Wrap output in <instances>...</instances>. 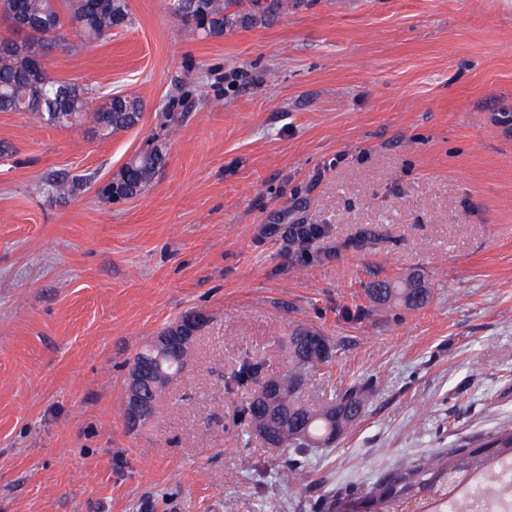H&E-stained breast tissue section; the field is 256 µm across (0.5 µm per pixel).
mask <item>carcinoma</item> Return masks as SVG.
<instances>
[{
    "label": "carcinoma",
    "instance_id": "obj_1",
    "mask_svg": "<svg viewBox=\"0 0 512 512\" xmlns=\"http://www.w3.org/2000/svg\"><path fill=\"white\" fill-rule=\"evenodd\" d=\"M69 19L80 17L79 37L95 42L112 35L115 28L133 24L129 0H65ZM60 0H0V21L21 35L18 40H0V112H29L48 126L56 125L58 115L67 114L72 127L92 124V131L107 138L136 126L144 112L143 101L135 95H113L99 101L88 84L56 79L37 66L38 55L50 43L65 41ZM290 0H170V16L192 33L204 37L225 31L266 24L288 12ZM23 18L25 28L15 21ZM167 143L156 142L151 149L131 157L119 175L110 181L106 199L137 197L152 183L166 164ZM83 179L56 177L34 185V191L57 202L69 200L82 188ZM374 307L408 309L423 306L430 298L424 283L410 288L403 282L372 284L367 288ZM288 370L277 376V387L265 389L267 375L263 364L245 360L237 378L254 384L253 394L243 406L240 419L249 430L258 432L263 411L279 414L271 432L275 446L306 454L313 448L336 441L361 416L369 399L368 384L357 382L339 394L326 398L321 407L302 403L300 395L309 371L332 360L335 347L330 340L309 327H296L286 340ZM512 462V427L502 428L476 442H467L441 451L414 466L399 465L362 496L364 512H404L409 505L420 512L444 507L454 492L480 471Z\"/></svg>",
    "mask_w": 512,
    "mask_h": 512
}]
</instances>
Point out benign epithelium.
Masks as SVG:
<instances>
[{
    "mask_svg": "<svg viewBox=\"0 0 512 512\" xmlns=\"http://www.w3.org/2000/svg\"><path fill=\"white\" fill-rule=\"evenodd\" d=\"M208 318L196 316L194 333L191 336H177L165 332L150 339L151 357L132 365L127 373V391L124 406V419L130 425H139L146 403V394L157 389H167L173 377L161 367V360L175 356L182 358L194 350L198 335L206 327Z\"/></svg>",
    "mask_w": 512,
    "mask_h": 512,
    "instance_id": "1",
    "label": "benign epithelium"
}]
</instances>
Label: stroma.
<instances>
[{
	"label": "stroma",
	"instance_id": "obj_1",
	"mask_svg": "<svg viewBox=\"0 0 512 512\" xmlns=\"http://www.w3.org/2000/svg\"><path fill=\"white\" fill-rule=\"evenodd\" d=\"M129 5L131 27L46 66L140 97L136 127L0 112V512H311L512 426V0H299L206 38L167 0ZM161 136L151 187L103 200ZM73 174L67 202L31 191ZM292 224L329 231L302 257L266 232ZM411 275L423 308L352 319L369 281ZM190 310L209 319L191 360L128 429L135 352ZM297 325L338 345L306 404L371 389L300 479L243 429L233 380L246 357L284 373Z\"/></svg>",
	"mask_w": 512,
	"mask_h": 512
}]
</instances>
